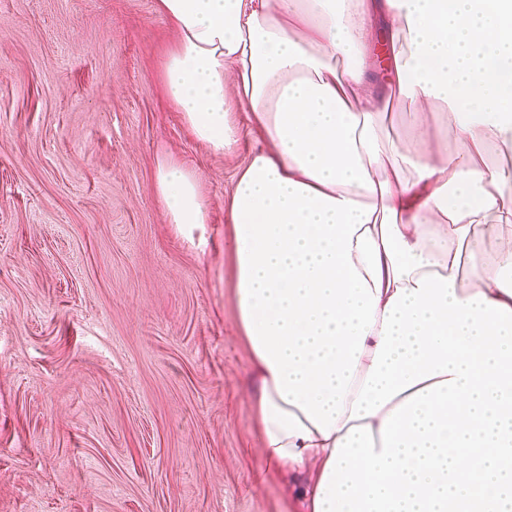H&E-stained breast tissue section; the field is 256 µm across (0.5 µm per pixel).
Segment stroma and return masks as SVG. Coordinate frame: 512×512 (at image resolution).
<instances>
[{
	"mask_svg": "<svg viewBox=\"0 0 512 512\" xmlns=\"http://www.w3.org/2000/svg\"><path fill=\"white\" fill-rule=\"evenodd\" d=\"M155 0H0V512H302L269 467L227 201L167 102ZM198 170V251L157 162Z\"/></svg>",
	"mask_w": 512,
	"mask_h": 512,
	"instance_id": "35a3bbf8",
	"label": "stroma"
}]
</instances>
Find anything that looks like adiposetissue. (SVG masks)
<instances>
[{
    "label": "adipose tissue",
    "instance_id": "ef3b65f1",
    "mask_svg": "<svg viewBox=\"0 0 512 512\" xmlns=\"http://www.w3.org/2000/svg\"><path fill=\"white\" fill-rule=\"evenodd\" d=\"M156 10L178 32L165 93L196 139L232 150L241 114L261 141L228 210L266 461L303 512H512V168L486 160L512 150V0ZM399 104L418 132L383 141ZM155 191L205 248L200 173L161 159Z\"/></svg>",
    "mask_w": 512,
    "mask_h": 512
}]
</instances>
